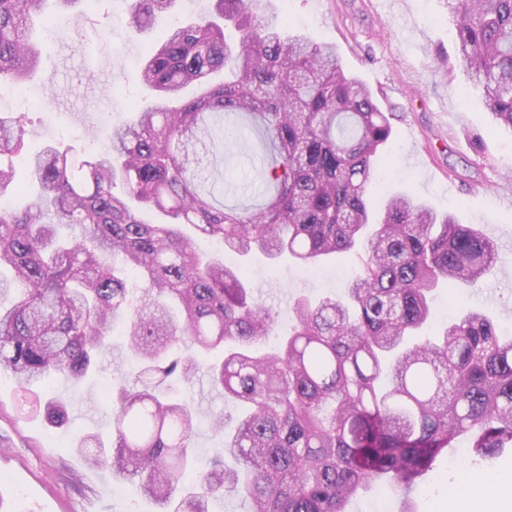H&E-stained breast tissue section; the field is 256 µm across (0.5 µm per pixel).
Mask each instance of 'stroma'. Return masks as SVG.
I'll use <instances>...</instances> for the list:
<instances>
[{"label":"stroma","mask_w":512,"mask_h":512,"mask_svg":"<svg viewBox=\"0 0 512 512\" xmlns=\"http://www.w3.org/2000/svg\"><path fill=\"white\" fill-rule=\"evenodd\" d=\"M205 0H179L174 11L146 32L128 26L114 0H95L89 11L60 20L57 33L44 36L40 69L30 82L41 98L28 111V152L45 144L75 148L79 155L104 145V123L146 106L150 93L135 81L134 62L163 39L170 24L198 13ZM284 30L336 46L343 68L369 87L379 107L392 115L393 133L379 172L388 189L408 192L460 223L480 228L496 241L500 267L480 289L455 295L440 292L432 330L457 313V302L483 308L498 327L512 334V131L497 129L481 90L467 79L456 54L454 26L446 0H270ZM218 167L202 163L203 176L226 190L224 203L248 208L258 189L243 138L226 141ZM241 268L254 295L287 326L297 297L315 298L340 290L359 266L356 253L320 262L316 271L274 262L255 254ZM180 395L196 410L191 439L200 464H208L224 442L210 428L213 417L235 414L232 403L209 380L208 354ZM136 359L122 328L112 331V348L94 376L59 379L50 389L32 385L16 392L0 378V512H153L154 506L106 469L87 467L71 447L79 432L108 433L111 419L104 388L134 385ZM64 402L69 419L51 425L40 396ZM497 486L485 512H512V448L473 456L467 444L440 456L411 494L378 483L353 501L348 512H456L449 489L463 487L468 474Z\"/></svg>","instance_id":"1"}]
</instances>
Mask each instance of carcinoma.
Wrapping results in <instances>:
<instances>
[{
  "label": "carcinoma",
  "mask_w": 512,
  "mask_h": 512,
  "mask_svg": "<svg viewBox=\"0 0 512 512\" xmlns=\"http://www.w3.org/2000/svg\"><path fill=\"white\" fill-rule=\"evenodd\" d=\"M0 0V88H22L41 51L35 23L48 2ZM176 0H130L129 25L147 29ZM458 59L482 86L495 120L512 128V0H449ZM133 78L152 103L111 122L89 158L46 146L29 159L38 195L0 210V374L26 391L80 380L125 326L141 387L108 400L112 443L81 435L88 463L138 481L157 512H209L242 497L247 512H347L376 482L402 491L467 438L474 454L512 445V335L484 311L461 307L439 338L412 346L443 284L479 288L498 264L496 242L406 193L373 203L390 117L345 74L334 45L285 34L264 0H210L144 56ZM249 123L263 152L262 202L220 203L198 171L200 153ZM30 136L25 113H0V193ZM149 210L154 220L142 213ZM72 233L61 237L56 226ZM224 248L299 265L356 250L360 267L340 297H298L288 332L262 349L275 313L252 298L239 269L207 257L184 229ZM220 350L210 381L237 404L224 418V455L195 473L192 407L161 389L189 382L181 347ZM45 416L67 420L48 399Z\"/></svg>",
  "instance_id": "cac0c4a2"
}]
</instances>
